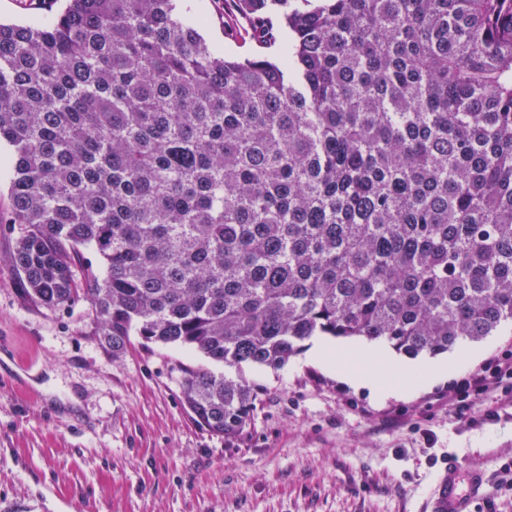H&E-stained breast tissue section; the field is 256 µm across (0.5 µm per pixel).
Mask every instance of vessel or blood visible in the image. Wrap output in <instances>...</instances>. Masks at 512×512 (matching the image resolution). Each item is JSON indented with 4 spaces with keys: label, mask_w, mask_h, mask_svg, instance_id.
<instances>
[{
    "label": "vessel or blood",
    "mask_w": 512,
    "mask_h": 512,
    "mask_svg": "<svg viewBox=\"0 0 512 512\" xmlns=\"http://www.w3.org/2000/svg\"><path fill=\"white\" fill-rule=\"evenodd\" d=\"M488 478L480 471L461 476L456 461H449L447 469L438 478L434 492L428 500V512H471L470 505L483 496Z\"/></svg>",
    "instance_id": "vessel-or-blood-1"
}]
</instances>
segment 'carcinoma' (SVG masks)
<instances>
[{
	"instance_id": "carcinoma-1",
	"label": "carcinoma",
	"mask_w": 512,
	"mask_h": 512,
	"mask_svg": "<svg viewBox=\"0 0 512 512\" xmlns=\"http://www.w3.org/2000/svg\"><path fill=\"white\" fill-rule=\"evenodd\" d=\"M235 13L264 53L216 52L178 0L0 22L27 300L86 304L114 356L139 336L273 369L317 336L415 358L512 324V0ZM183 373L199 425L245 431L255 389Z\"/></svg>"
}]
</instances>
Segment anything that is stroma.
I'll list each match as a JSON object with an SVG mask.
<instances>
[{"label": "stroma", "instance_id": "35a3bbf8", "mask_svg": "<svg viewBox=\"0 0 512 512\" xmlns=\"http://www.w3.org/2000/svg\"><path fill=\"white\" fill-rule=\"evenodd\" d=\"M188 19L226 56L233 14L186 0ZM18 232L0 224V512H425L448 459L497 483L512 460V403L448 405L460 372L379 399L308 360L279 369L224 367L258 391L246 431L201 428L181 400V365L201 354L133 337L115 358L89 336L85 306L30 305L10 256Z\"/></svg>", "mask_w": 512, "mask_h": 512}]
</instances>
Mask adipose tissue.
<instances>
[{
  "label": "adipose tissue",
  "mask_w": 512,
  "mask_h": 512,
  "mask_svg": "<svg viewBox=\"0 0 512 512\" xmlns=\"http://www.w3.org/2000/svg\"><path fill=\"white\" fill-rule=\"evenodd\" d=\"M314 359L335 370L350 385L368 389L384 397L406 387H417L442 378L447 367L443 364H403L374 346L336 350L318 349Z\"/></svg>",
  "instance_id": "obj_1"
}]
</instances>
